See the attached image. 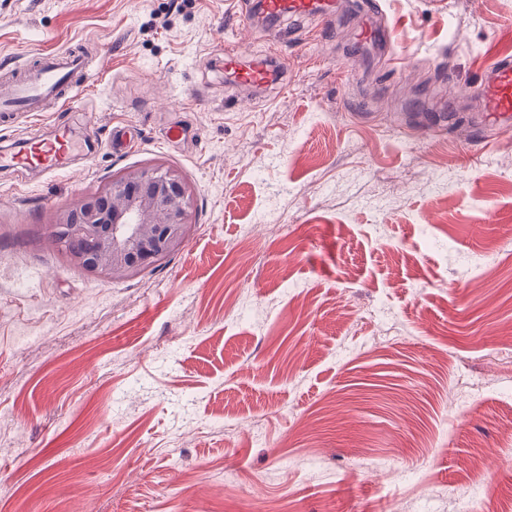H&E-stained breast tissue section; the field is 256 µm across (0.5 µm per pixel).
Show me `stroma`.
I'll use <instances>...</instances> for the list:
<instances>
[{"instance_id":"1","label":"stroma","mask_w":512,"mask_h":512,"mask_svg":"<svg viewBox=\"0 0 512 512\" xmlns=\"http://www.w3.org/2000/svg\"><path fill=\"white\" fill-rule=\"evenodd\" d=\"M379 2L391 41L359 46L341 0L331 29L281 22L253 88L216 55L268 53L256 0H0V66L100 64L68 110L0 125L5 156L56 123L92 150L0 167V512H512V465L469 480L512 458V128L484 143L465 94L512 52V0ZM156 160L194 188L184 246L75 268L55 210Z\"/></svg>"}]
</instances>
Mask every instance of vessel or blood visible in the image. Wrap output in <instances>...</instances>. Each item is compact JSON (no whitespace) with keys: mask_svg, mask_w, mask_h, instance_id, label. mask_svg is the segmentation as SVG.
Listing matches in <instances>:
<instances>
[{"mask_svg":"<svg viewBox=\"0 0 512 512\" xmlns=\"http://www.w3.org/2000/svg\"><path fill=\"white\" fill-rule=\"evenodd\" d=\"M263 7L268 16H315L325 25L333 11L331 0H264ZM220 60L239 85L260 87L269 80L263 64H243L238 45L225 44ZM90 77L89 57L83 51L39 52L37 63L0 83V112L57 111L73 102ZM471 93L480 101L484 128L496 130L512 123V55L496 56ZM71 144L68 131L55 126L49 134L31 140L13 153L11 159L22 169L56 172L67 167Z\"/></svg>","mask_w":512,"mask_h":512,"instance_id":"1","label":"vessel or blood"}]
</instances>
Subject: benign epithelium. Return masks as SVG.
<instances>
[{"instance_id":"benign-epithelium-1","label":"benign epithelium","mask_w":512,"mask_h":512,"mask_svg":"<svg viewBox=\"0 0 512 512\" xmlns=\"http://www.w3.org/2000/svg\"><path fill=\"white\" fill-rule=\"evenodd\" d=\"M193 202L179 170L164 164L125 168L56 212L54 240L84 272L126 279L183 246Z\"/></svg>"}]
</instances>
